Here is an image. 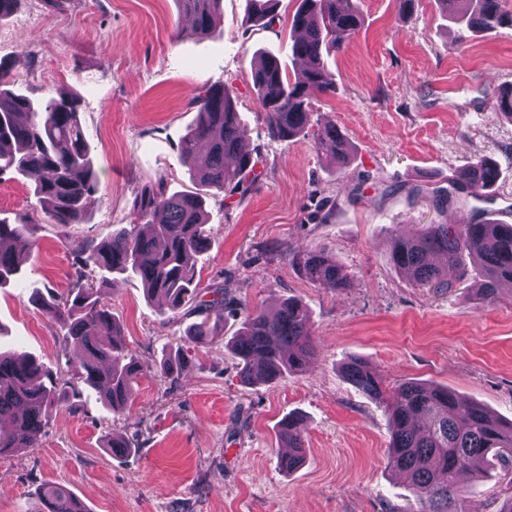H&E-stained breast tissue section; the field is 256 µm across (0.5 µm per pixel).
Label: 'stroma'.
<instances>
[{"mask_svg":"<svg viewBox=\"0 0 512 512\" xmlns=\"http://www.w3.org/2000/svg\"><path fill=\"white\" fill-rule=\"evenodd\" d=\"M359 31L327 59L336 91L312 97L305 135L272 139L251 71L265 52L287 72L297 0H280L272 26L247 20L246 0H223L209 35L194 33L176 0H17L0 20V69L34 99L73 97L100 191L84 223H51L29 183L0 176V218L28 216L35 246L21 281L0 288V348L36 357L69 399L49 410L33 448L0 457V512H42L47 486L70 489L88 512H411L416 497L388 464L383 405L349 384L352 359L376 366L389 384L415 380L512 420V291L482 305L465 285L422 288L389 257L393 234L459 219L432 190L459 180L475 159L500 169L493 219L512 224V121L496 111L512 85V28L474 34L447 18L438 0L399 16L396 0H356ZM232 88L255 160L245 194L207 201L210 247L196 265L200 299L224 293L219 336L193 343L200 312H160L140 280L104 290L122 337L143 371L131 408L118 413L85 387L62 355L64 332L30 300L33 287L67 293L75 255L131 224L144 188L194 190L178 145L193 127L196 96ZM349 139L347 164L316 153L320 127ZM388 186L380 196L376 184ZM423 186L411 195L413 186ZM328 252L350 286L329 292L308 281L298 258ZM306 304L315 355L309 368L249 385L226 342L247 312L286 298ZM170 355L184 365L165 373ZM302 421L307 452L286 472L279 424ZM135 455L118 459L107 439ZM465 475L467 512H497L512 477L488 466Z\"/></svg>","mask_w":512,"mask_h":512,"instance_id":"35a3bbf8","label":"stroma"}]
</instances>
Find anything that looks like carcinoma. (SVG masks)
<instances>
[{
  "label": "carcinoma",
  "mask_w": 512,
  "mask_h": 512,
  "mask_svg": "<svg viewBox=\"0 0 512 512\" xmlns=\"http://www.w3.org/2000/svg\"><path fill=\"white\" fill-rule=\"evenodd\" d=\"M455 3V23L473 32L512 26V11L502 0H439ZM194 30L209 33L221 17L223 0H177ZM275 0H248L253 20L273 22ZM362 18L354 0H299L292 25L301 36L291 45L294 57L306 67L290 79L280 59L265 54L251 73L260 96L268 134L290 140L310 124V97L335 91L325 56L338 50L360 28ZM197 120L180 144V159L190 166L199 186L229 195L246 191V175L253 171L245 151L243 123L232 90L210 86L196 100ZM316 152L327 163L348 160L351 144L334 125L321 129ZM32 181L34 196L55 224L84 222L89 200L98 192L92 158L78 120V101L73 98L33 99L16 91L0 69V175ZM496 163L482 157L471 163L452 189H435L436 206L445 211L468 200L484 202L497 183ZM137 224L121 226L112 237L76 255V280L67 295L35 288L32 301L65 330L67 346L77 350L75 369L84 385L99 392L112 410L128 409L133 385L141 373L128 355L121 331L102 291L112 275L141 280L147 296L179 311L197 297L195 262L209 242L204 196L200 193L167 194L149 189L134 208ZM33 225L27 218L10 223L0 219V288L22 277L23 257L33 250ZM477 264L473 284L477 300L489 305L500 289L512 284V224L486 217L472 207L470 218L460 224H429L415 235L395 234L390 240V259L412 281L426 288L451 290L467 275L464 257ZM303 275L331 292L349 285V278L335 259L321 251L299 258ZM101 274L96 285L84 278L83 269ZM213 323L194 324L190 336L197 344L208 343L224 320V296L206 304ZM240 374L248 384L268 383L308 367L315 347L305 305L283 300L268 313H248L241 332L230 343ZM347 381L384 405L390 420V467L406 474L418 493L411 512H465L464 490L459 475L481 471L492 458L512 471V424H504L486 407L468 403L454 392L425 383L404 381L390 389L376 369L353 359L344 366ZM66 397L54 379L33 356L0 352V456L21 448H33L47 424L50 406ZM292 452L281 457L288 471L303 458L300 431L280 430ZM44 512H87L69 490L50 486L43 498Z\"/></svg>",
  "instance_id": "cac0c4a2"
}]
</instances>
